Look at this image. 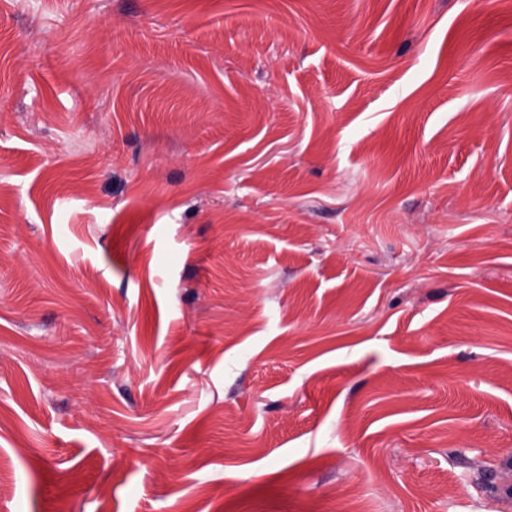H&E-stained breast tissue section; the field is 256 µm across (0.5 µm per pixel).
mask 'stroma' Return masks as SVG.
<instances>
[{"instance_id":"35a3bbf8","label":"stroma","mask_w":512,"mask_h":512,"mask_svg":"<svg viewBox=\"0 0 512 512\" xmlns=\"http://www.w3.org/2000/svg\"><path fill=\"white\" fill-rule=\"evenodd\" d=\"M512 512V0H0V512Z\"/></svg>"}]
</instances>
